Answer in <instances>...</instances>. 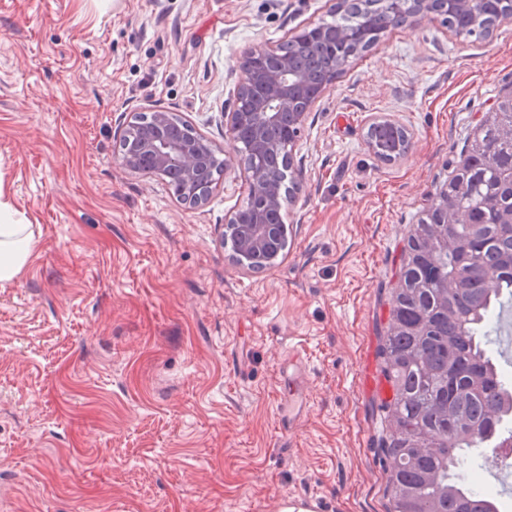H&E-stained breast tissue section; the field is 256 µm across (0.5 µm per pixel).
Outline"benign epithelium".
I'll return each instance as SVG.
<instances>
[{"label":"benign epithelium","instance_id":"benign-epithelium-1","mask_svg":"<svg viewBox=\"0 0 512 512\" xmlns=\"http://www.w3.org/2000/svg\"><path fill=\"white\" fill-rule=\"evenodd\" d=\"M386 5L409 9L406 23L414 27L425 20L439 18L434 0H382ZM335 82L331 77L313 89L304 75L280 49L256 41L243 52L240 77L231 111L224 113L232 151H224V170H229L230 153L239 152V133L247 130L261 138L281 122L282 113H293L296 124L303 125L311 109ZM151 138L136 143L133 152L119 156L121 166L137 174L158 175L164 168L175 167L190 190L209 174L212 157L219 148L205 135L191 130L187 138H174L168 129V113L155 111ZM266 156L254 155L248 167V202L246 215L234 211L224 225L221 238H234L240 248L233 255L241 270L256 273L273 266L286 249V229L277 224L285 197L281 177L264 175Z\"/></svg>","mask_w":512,"mask_h":512}]
</instances>
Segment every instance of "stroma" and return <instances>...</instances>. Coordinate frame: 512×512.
I'll return each instance as SVG.
<instances>
[{
	"label": "stroma",
	"mask_w": 512,
	"mask_h": 512,
	"mask_svg": "<svg viewBox=\"0 0 512 512\" xmlns=\"http://www.w3.org/2000/svg\"><path fill=\"white\" fill-rule=\"evenodd\" d=\"M339 0H0V202L33 225L0 286V512H391L376 448L379 354L406 240L496 96L512 18L474 40L388 29L294 145L288 245L242 272L219 235L247 202L232 162L204 207L117 161L137 113L178 114L227 147L239 61ZM404 126L407 155L366 143ZM305 350L311 406L276 422L279 368Z\"/></svg>",
	"instance_id": "stroma-1"
}]
</instances>
